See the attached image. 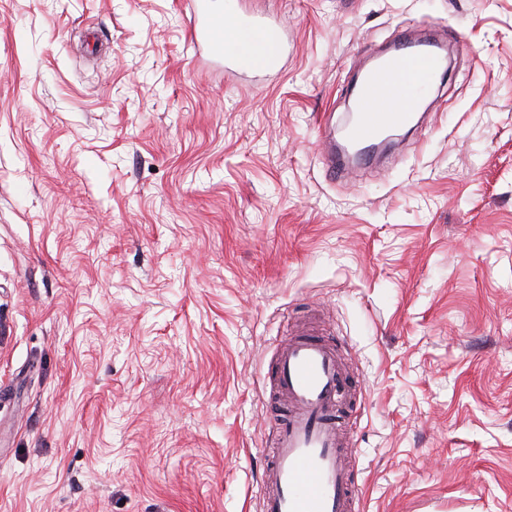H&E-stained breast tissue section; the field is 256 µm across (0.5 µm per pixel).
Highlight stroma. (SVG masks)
<instances>
[{
    "label": "stroma",
    "instance_id": "1",
    "mask_svg": "<svg viewBox=\"0 0 512 512\" xmlns=\"http://www.w3.org/2000/svg\"><path fill=\"white\" fill-rule=\"evenodd\" d=\"M276 74L204 67L180 0H0V512H255L296 326L350 365L366 512H512V0H238ZM443 25L428 119L333 180L371 41Z\"/></svg>",
    "mask_w": 512,
    "mask_h": 512
}]
</instances>
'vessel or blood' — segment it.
<instances>
[{"label": "vessel or blood", "instance_id": "b4317fda", "mask_svg": "<svg viewBox=\"0 0 512 512\" xmlns=\"http://www.w3.org/2000/svg\"><path fill=\"white\" fill-rule=\"evenodd\" d=\"M190 42L206 63L233 76L275 72L287 47L280 24L266 16L220 12L212 0H186ZM433 37L401 32L381 64L368 71L359 88L357 110L345 145L323 117V167L343 175L350 156L368 158L388 132L409 126L414 106L443 63ZM286 407L276 422L271 460L260 481L257 512H362L354 479V454L344 441L338 399L348 377L334 350L318 332L301 330L276 354L272 373Z\"/></svg>", "mask_w": 512, "mask_h": 512}]
</instances>
